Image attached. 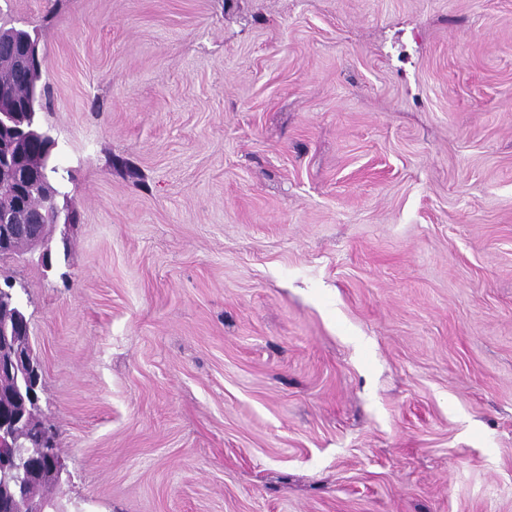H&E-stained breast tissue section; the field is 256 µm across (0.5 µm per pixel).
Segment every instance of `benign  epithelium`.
Returning a JSON list of instances; mask_svg holds the SVG:
<instances>
[{"mask_svg": "<svg viewBox=\"0 0 512 512\" xmlns=\"http://www.w3.org/2000/svg\"><path fill=\"white\" fill-rule=\"evenodd\" d=\"M20 64L37 61L38 45L23 41L14 46ZM10 160L0 154V195L13 196L21 191L6 176ZM27 236L34 245L42 238L29 217L19 210L11 218L0 221V253L10 254L13 239ZM13 284L0 287V310L11 309L20 316L7 333L0 329V375L22 377L23 386L17 388L16 407L0 409V512H66L61 503L40 495L39 487L48 482L57 486L63 481V467L52 442L44 440L42 448L32 454L22 444L28 408L38 404L41 370L28 344L22 339L29 335L28 320L12 293Z\"/></svg>", "mask_w": 512, "mask_h": 512, "instance_id": "7a95c632", "label": "benign epithelium"}]
</instances>
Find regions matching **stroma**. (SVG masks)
<instances>
[{"mask_svg":"<svg viewBox=\"0 0 512 512\" xmlns=\"http://www.w3.org/2000/svg\"><path fill=\"white\" fill-rule=\"evenodd\" d=\"M78 220L0 260L69 512H512V0H0Z\"/></svg>","mask_w":512,"mask_h":512,"instance_id":"1","label":"stroma"}]
</instances>
